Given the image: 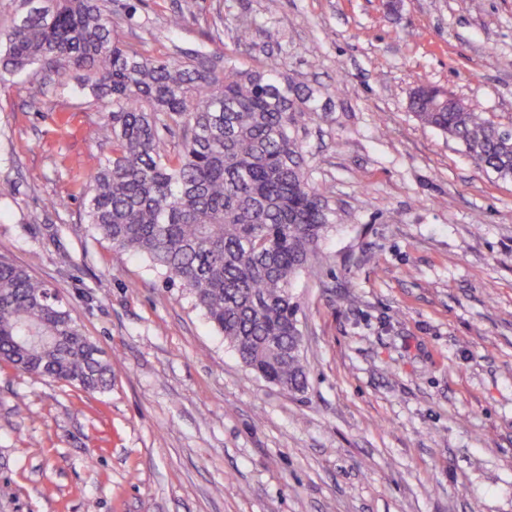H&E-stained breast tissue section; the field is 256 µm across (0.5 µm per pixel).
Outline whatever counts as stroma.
Segmentation results:
<instances>
[{
	"instance_id": "35a3bbf8",
	"label": "stroma",
	"mask_w": 512,
	"mask_h": 512,
	"mask_svg": "<svg viewBox=\"0 0 512 512\" xmlns=\"http://www.w3.org/2000/svg\"><path fill=\"white\" fill-rule=\"evenodd\" d=\"M105 4L147 54L203 45L320 95L299 138L334 217L292 288L307 384L252 372L185 289L80 222L99 103L2 84L0 256L63 300L112 387L0 363V512H512V182L409 108L429 82L512 125V0Z\"/></svg>"
}]
</instances>
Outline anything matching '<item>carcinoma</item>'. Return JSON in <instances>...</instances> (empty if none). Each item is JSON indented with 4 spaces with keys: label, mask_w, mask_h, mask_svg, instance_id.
<instances>
[{
    "label": "carcinoma",
    "mask_w": 512,
    "mask_h": 512,
    "mask_svg": "<svg viewBox=\"0 0 512 512\" xmlns=\"http://www.w3.org/2000/svg\"><path fill=\"white\" fill-rule=\"evenodd\" d=\"M0 38V83L79 73L103 104L88 136L110 146L82 219L119 253L148 259L195 299L238 358L268 382H307L291 291L332 214L309 181L298 131L324 110L311 88L222 52L152 57L120 42L101 0H26ZM422 83L410 109L512 181V128ZM0 361L86 392L112 386L104 352L30 271L0 260Z\"/></svg>",
    "instance_id": "obj_1"
}]
</instances>
